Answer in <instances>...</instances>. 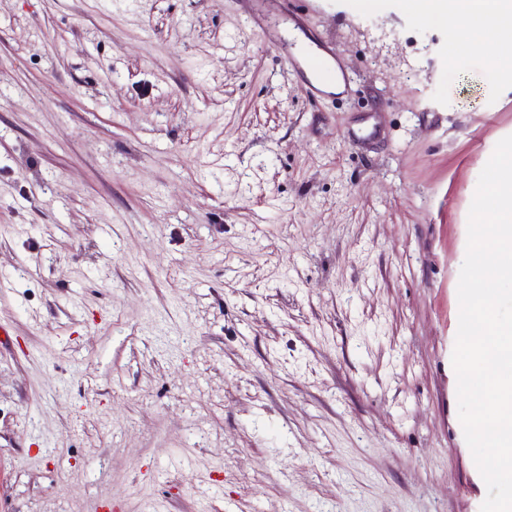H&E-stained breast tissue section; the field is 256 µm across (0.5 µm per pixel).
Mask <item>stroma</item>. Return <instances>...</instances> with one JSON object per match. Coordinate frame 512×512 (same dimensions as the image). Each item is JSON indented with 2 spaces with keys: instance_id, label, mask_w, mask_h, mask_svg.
<instances>
[{
  "instance_id": "1",
  "label": "stroma",
  "mask_w": 512,
  "mask_h": 512,
  "mask_svg": "<svg viewBox=\"0 0 512 512\" xmlns=\"http://www.w3.org/2000/svg\"><path fill=\"white\" fill-rule=\"evenodd\" d=\"M279 6L0 0V512H480L451 358L512 72ZM308 66L317 76L316 82L310 83V95L314 99H320L324 95L322 86L329 82H337L338 75L336 69L329 65L324 57L319 54H315L309 58Z\"/></svg>"
}]
</instances>
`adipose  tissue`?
Masks as SVG:
<instances>
[{"mask_svg": "<svg viewBox=\"0 0 512 512\" xmlns=\"http://www.w3.org/2000/svg\"><path fill=\"white\" fill-rule=\"evenodd\" d=\"M408 10L435 15L448 27L451 49L449 64H456L464 46L491 47L490 71L512 70V55L498 53L512 43V0H405Z\"/></svg>", "mask_w": 512, "mask_h": 512, "instance_id": "adipose-tissue-1", "label": "adipose tissue"}]
</instances>
